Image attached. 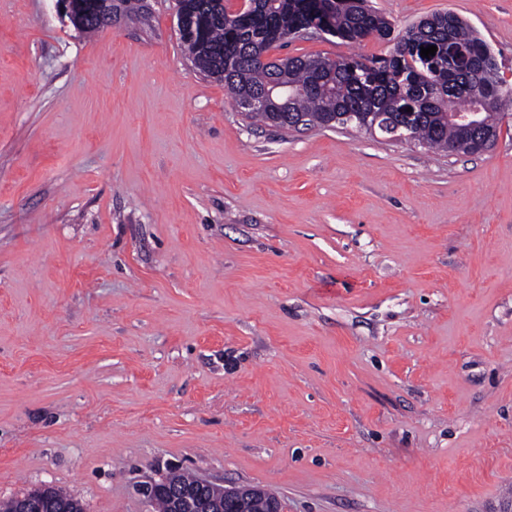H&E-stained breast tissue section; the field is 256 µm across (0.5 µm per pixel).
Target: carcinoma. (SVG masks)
<instances>
[{"instance_id": "obj_1", "label": "carcinoma", "mask_w": 512, "mask_h": 512, "mask_svg": "<svg viewBox=\"0 0 512 512\" xmlns=\"http://www.w3.org/2000/svg\"><path fill=\"white\" fill-rule=\"evenodd\" d=\"M71 25L93 34L108 25L99 0H73ZM247 14L227 11L224 0H176V13L187 21L179 39L188 59L208 78L224 83L233 105L252 91L268 89L272 100L261 112L246 117L289 129L296 120L304 128L352 127L367 130L371 114L385 113L404 125L408 140L429 149L474 153V131L458 115L474 105V81L503 84L490 96L491 111L483 114L481 133L497 138L500 114L512 105V83L504 80L488 45L459 15L436 12L409 25L396 37L391 23L367 7V0H251ZM326 22L329 35L359 45L371 36L392 39L383 57L329 58L294 56L280 65L264 62L280 36ZM476 51L483 75L473 79L448 66V41ZM435 46L430 58L420 47ZM412 112H407V109ZM37 496L65 512H84L83 504L66 492L47 487Z\"/></svg>"}]
</instances>
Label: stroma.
Segmentation results:
<instances>
[{
  "label": "stroma",
  "mask_w": 512,
  "mask_h": 512,
  "mask_svg": "<svg viewBox=\"0 0 512 512\" xmlns=\"http://www.w3.org/2000/svg\"><path fill=\"white\" fill-rule=\"evenodd\" d=\"M368 4L453 10L512 78V0ZM151 11L85 36L0 0V501L156 512L174 468L282 512H512V115L472 154L257 126ZM27 495H33L24 500L22 511L24 512H38L41 510L40 500L37 498H42L46 502H48L53 507H62L66 509L63 512H84L83 504L76 498L72 497L70 494L55 488L48 486L47 488H40L31 491V493ZM37 496V497H35Z\"/></svg>",
  "instance_id": "1"
}]
</instances>
